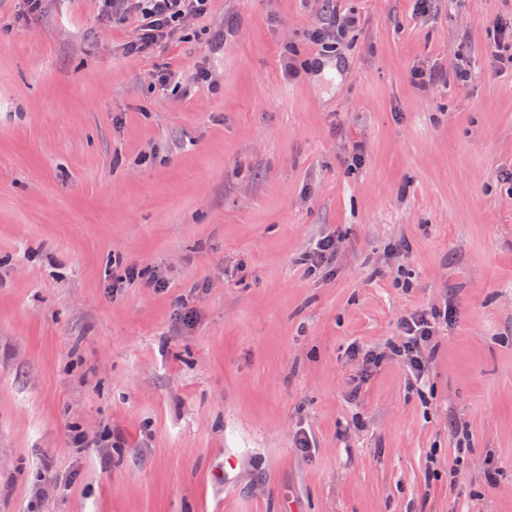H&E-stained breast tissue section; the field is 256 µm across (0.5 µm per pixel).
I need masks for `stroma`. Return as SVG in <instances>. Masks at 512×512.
<instances>
[{
    "label": "stroma",
    "instance_id": "stroma-1",
    "mask_svg": "<svg viewBox=\"0 0 512 512\" xmlns=\"http://www.w3.org/2000/svg\"><path fill=\"white\" fill-rule=\"evenodd\" d=\"M136 26L0 0V512H512V0ZM436 317H440V314H416L403 319L401 329L404 342L402 347H393L395 352L404 354L416 379L420 381L426 376L428 370L425 351L435 336Z\"/></svg>",
    "mask_w": 512,
    "mask_h": 512
}]
</instances>
